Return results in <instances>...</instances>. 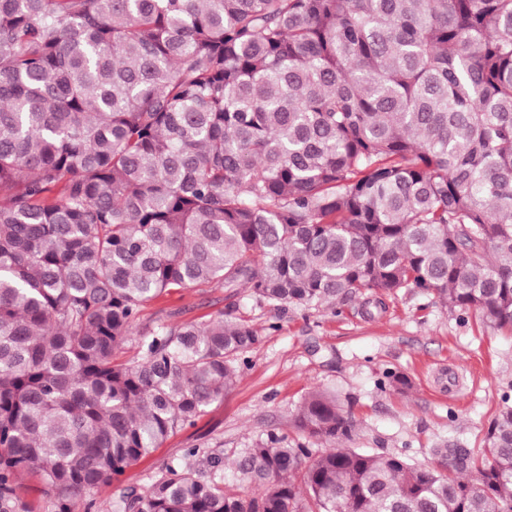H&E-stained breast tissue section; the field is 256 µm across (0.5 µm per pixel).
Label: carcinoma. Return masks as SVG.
Returning <instances> with one entry per match:
<instances>
[{"instance_id":"1","label":"carcinoma","mask_w":512,"mask_h":512,"mask_svg":"<svg viewBox=\"0 0 512 512\" xmlns=\"http://www.w3.org/2000/svg\"><path fill=\"white\" fill-rule=\"evenodd\" d=\"M213 284L338 313L414 288L511 328L512 0H0V512H32L25 472L92 512L224 397L242 321L113 361L144 303ZM294 425L357 432L327 389ZM430 455L269 432L234 483L210 453L114 512H512V406Z\"/></svg>"}]
</instances>
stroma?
I'll return each instance as SVG.
<instances>
[{"label":"stroma","instance_id":"1","mask_svg":"<svg viewBox=\"0 0 512 512\" xmlns=\"http://www.w3.org/2000/svg\"><path fill=\"white\" fill-rule=\"evenodd\" d=\"M366 309L359 301L339 315L325 307L277 310L257 304L247 289L215 285L145 303L142 329L206 323L224 312L257 330L260 340L223 398L103 489L96 512H111V502L127 490L145 491L166 465H197L192 448L220 451L229 481L242 449L267 432L286 434L292 447L301 441L316 447L293 420L302 399L318 388L351 402L358 421L352 447L417 463L429 462L430 448L443 440L480 447L491 421L512 405V330L490 326L472 311L449 312L408 289L387 298L374 316ZM389 370L407 376L409 387L379 390Z\"/></svg>","mask_w":512,"mask_h":512}]
</instances>
